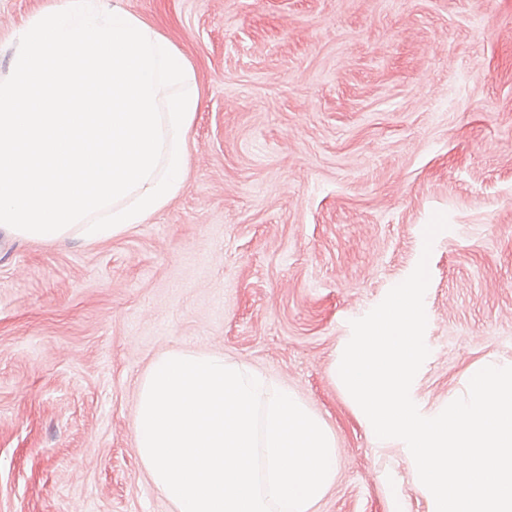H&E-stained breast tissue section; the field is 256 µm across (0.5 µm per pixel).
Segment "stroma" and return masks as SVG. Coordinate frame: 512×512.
I'll use <instances>...</instances> for the list:
<instances>
[{
    "label": "stroma",
    "instance_id": "1",
    "mask_svg": "<svg viewBox=\"0 0 512 512\" xmlns=\"http://www.w3.org/2000/svg\"><path fill=\"white\" fill-rule=\"evenodd\" d=\"M57 0H0V78ZM194 65L189 175L111 240L0 247V512H174L136 454L139 382L173 349L294 389L332 429L313 512H432L333 376L416 266L433 212L430 354L445 407L512 362V0H120Z\"/></svg>",
    "mask_w": 512,
    "mask_h": 512
}]
</instances>
